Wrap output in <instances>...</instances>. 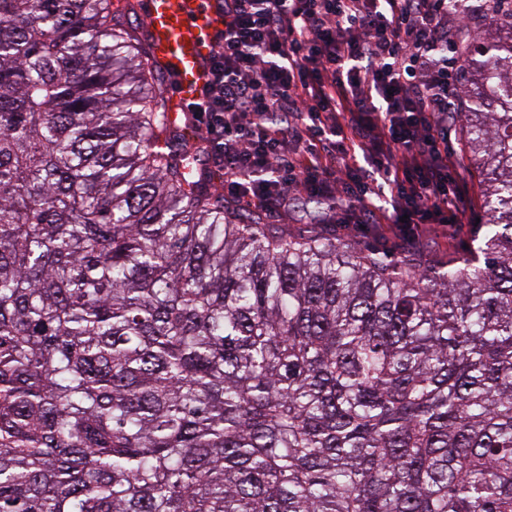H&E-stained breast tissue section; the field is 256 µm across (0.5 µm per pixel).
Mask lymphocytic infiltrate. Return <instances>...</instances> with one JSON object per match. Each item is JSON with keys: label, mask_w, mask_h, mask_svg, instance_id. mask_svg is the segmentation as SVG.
I'll use <instances>...</instances> for the list:
<instances>
[{"label": "lymphocytic infiltrate", "mask_w": 512, "mask_h": 512, "mask_svg": "<svg viewBox=\"0 0 512 512\" xmlns=\"http://www.w3.org/2000/svg\"><path fill=\"white\" fill-rule=\"evenodd\" d=\"M469 0H224V40L192 123L224 195L284 215L320 196L329 224H457L450 70Z\"/></svg>", "instance_id": "obj_1"}]
</instances>
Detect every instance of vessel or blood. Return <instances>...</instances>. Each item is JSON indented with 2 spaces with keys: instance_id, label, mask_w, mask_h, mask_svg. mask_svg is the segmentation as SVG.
<instances>
[{
  "instance_id": "obj_1",
  "label": "vessel or blood",
  "mask_w": 512,
  "mask_h": 512,
  "mask_svg": "<svg viewBox=\"0 0 512 512\" xmlns=\"http://www.w3.org/2000/svg\"><path fill=\"white\" fill-rule=\"evenodd\" d=\"M151 54L175 82L167 117L183 119L207 85L209 58L224 34L219 0H144Z\"/></svg>"
}]
</instances>
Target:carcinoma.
<instances>
[{"instance_id":"1","label":"carcinoma","mask_w":512,"mask_h":512,"mask_svg":"<svg viewBox=\"0 0 512 512\" xmlns=\"http://www.w3.org/2000/svg\"><path fill=\"white\" fill-rule=\"evenodd\" d=\"M441 267L247 221L130 0H0V512H512V13Z\"/></svg>"}]
</instances>
